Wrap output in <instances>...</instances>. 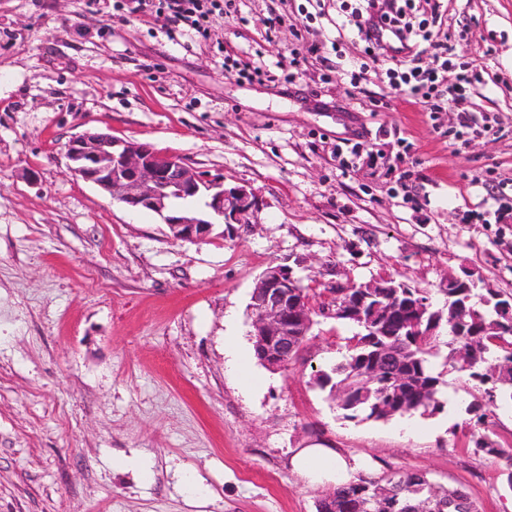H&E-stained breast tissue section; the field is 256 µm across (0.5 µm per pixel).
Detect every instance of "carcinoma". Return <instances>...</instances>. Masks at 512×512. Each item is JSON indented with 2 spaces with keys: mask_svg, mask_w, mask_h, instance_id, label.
I'll return each instance as SVG.
<instances>
[{
  "mask_svg": "<svg viewBox=\"0 0 512 512\" xmlns=\"http://www.w3.org/2000/svg\"><path fill=\"white\" fill-rule=\"evenodd\" d=\"M416 298L427 302L428 313L444 321L454 320L458 327L457 341H448L450 352L444 365L462 372L476 382L478 395L467 407V414L474 427L485 424V406H497L499 402L512 401V328L499 336H474L478 320L490 323L498 318L495 310L499 292L493 288L474 292L471 305L474 313H465L456 308V299L446 298L440 308L434 307L426 292L415 291ZM428 318H423L418 329L405 324L390 326L381 336L366 334L363 326L349 338L348 356L336 365L332 373L319 372L316 379L321 388L334 384L336 388L349 387L353 397L339 405L344 417L379 420L376 404L392 397L387 375L395 373L406 379L407 391L398 402L396 414L402 416L417 411L436 412L443 408V389L448 387L445 379L447 369L435 370L430 357L434 355L433 343L438 336H428ZM378 345H393L401 354L393 364L374 376L369 370L376 368L374 357ZM472 449L476 454L506 460L507 482L512 484V453L508 452L486 432L473 435ZM426 476L420 472L390 471L377 478L358 477L344 486L336 488L321 499L317 512H369L372 499L381 486H386L391 499L398 503L394 512H433L434 504L426 503L419 492ZM456 499L464 512H477L469 492L463 488L446 491L440 501Z\"/></svg>",
  "mask_w": 512,
  "mask_h": 512,
  "instance_id": "cac0c4a2",
  "label": "carcinoma"
}]
</instances>
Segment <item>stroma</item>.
<instances>
[{
	"label": "stroma",
	"instance_id": "stroma-1",
	"mask_svg": "<svg viewBox=\"0 0 512 512\" xmlns=\"http://www.w3.org/2000/svg\"><path fill=\"white\" fill-rule=\"evenodd\" d=\"M303 2L236 0L208 38L174 40L137 0H0V512H316L329 489L290 457L319 441L362 475L423 472L478 512H512L500 462L472 451L465 375L449 372L453 402L408 433L397 415L345 419L315 384L344 361L350 325L318 319L288 367L255 365L253 391L230 371L224 334L250 343V295L272 265L319 290L391 277L440 302L466 272L512 294V223L486 220L512 209V0H447L450 34L484 70L469 110L499 124L456 145L438 133L454 110H372L384 64L355 97L315 83L336 0L309 22L322 57L293 80L225 70L229 51L287 68ZM100 129L251 189L254 223L171 240L156 213L70 174L66 143ZM364 133L403 155L399 173L339 171L337 143Z\"/></svg>",
	"mask_w": 512,
	"mask_h": 512
}]
</instances>
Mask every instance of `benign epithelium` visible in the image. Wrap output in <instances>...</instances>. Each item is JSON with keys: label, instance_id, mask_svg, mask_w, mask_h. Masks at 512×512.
Instances as JSON below:
<instances>
[{"label": "benign epithelium", "instance_id": "benign-epithelium-1", "mask_svg": "<svg viewBox=\"0 0 512 512\" xmlns=\"http://www.w3.org/2000/svg\"><path fill=\"white\" fill-rule=\"evenodd\" d=\"M70 173L98 186L112 199L131 209H150L167 225L174 241L198 242L210 237L214 220L250 224L257 210L256 196L243 187H224V176L198 170L183 159L158 152L147 143L119 140L99 131L72 137L66 146ZM206 198V210L194 211L173 205L175 199ZM380 292L349 303L332 304L331 318L352 317L369 332L382 314L368 301L384 295L382 289L398 292L407 288L391 277L367 284ZM254 347L259 361L272 369L285 368L289 356L304 342L313 325L312 305L301 291L293 271L284 266L266 269L250 296ZM499 318L492 327L501 333L512 325V300L498 305Z\"/></svg>", "mask_w": 512, "mask_h": 512}]
</instances>
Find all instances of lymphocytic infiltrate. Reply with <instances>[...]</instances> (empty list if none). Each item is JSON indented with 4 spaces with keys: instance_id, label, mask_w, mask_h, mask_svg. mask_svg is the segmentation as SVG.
<instances>
[{
    "instance_id": "f902f5d3",
    "label": "lymphocytic infiltrate",
    "mask_w": 512,
    "mask_h": 512,
    "mask_svg": "<svg viewBox=\"0 0 512 512\" xmlns=\"http://www.w3.org/2000/svg\"><path fill=\"white\" fill-rule=\"evenodd\" d=\"M444 0H340L336 13L337 33H350L359 47V57L344 70L349 95L362 93L371 68L385 63L386 91L371 98L373 108L390 107L399 100L420 111H444L455 104L458 131L471 126L465 104L474 78L473 62L458 54L451 36L441 33L446 11ZM233 0H138L144 13L165 15L173 22H186L199 35H207L210 17L216 11L233 9ZM382 24L398 26L408 41L406 53L382 45L377 28Z\"/></svg>"
}]
</instances>
